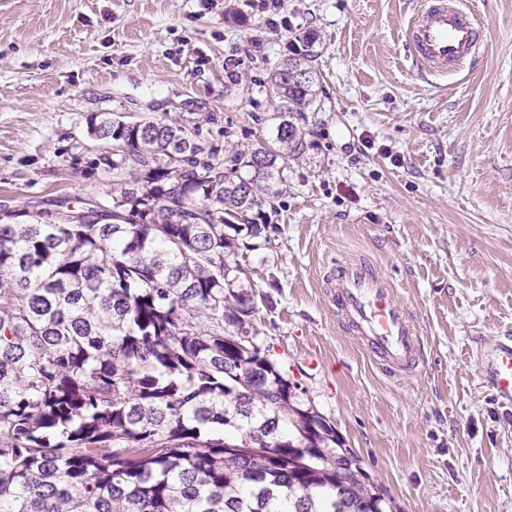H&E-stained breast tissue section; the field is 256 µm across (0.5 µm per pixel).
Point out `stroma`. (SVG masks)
I'll return each instance as SVG.
<instances>
[{"mask_svg":"<svg viewBox=\"0 0 512 512\" xmlns=\"http://www.w3.org/2000/svg\"><path fill=\"white\" fill-rule=\"evenodd\" d=\"M479 53L421 75L414 0H0V205L103 195L86 118L195 128L224 155L271 140L268 76L317 34V102L238 260L271 360L352 448L393 512H512V402L482 362L512 336V0H465ZM365 259L397 287L425 358L385 375L326 275Z\"/></svg>","mask_w":512,"mask_h":512,"instance_id":"stroma-1","label":"stroma"}]
</instances>
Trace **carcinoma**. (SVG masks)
Wrapping results in <instances>:
<instances>
[{
    "label": "carcinoma",
    "mask_w": 512,
    "mask_h": 512,
    "mask_svg": "<svg viewBox=\"0 0 512 512\" xmlns=\"http://www.w3.org/2000/svg\"><path fill=\"white\" fill-rule=\"evenodd\" d=\"M316 37L272 69L274 143L225 167L179 123L87 118L102 198L0 217V512H385L249 336L239 236L304 150Z\"/></svg>",
    "instance_id": "cac0c4a2"
}]
</instances>
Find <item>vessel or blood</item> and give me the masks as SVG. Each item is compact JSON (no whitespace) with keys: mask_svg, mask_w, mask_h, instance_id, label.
<instances>
[{"mask_svg":"<svg viewBox=\"0 0 512 512\" xmlns=\"http://www.w3.org/2000/svg\"><path fill=\"white\" fill-rule=\"evenodd\" d=\"M483 31V24L458 0H422L406 37L422 68L442 72L466 62ZM329 279L333 302L368 352L390 373H411L420 352L419 332L398 301L392 280L365 261L337 264ZM487 377L499 398L512 401V344L499 346L487 365Z\"/></svg>","mask_w":512,"mask_h":512,"instance_id":"b4317fda","label":"vessel or blood"}]
</instances>
